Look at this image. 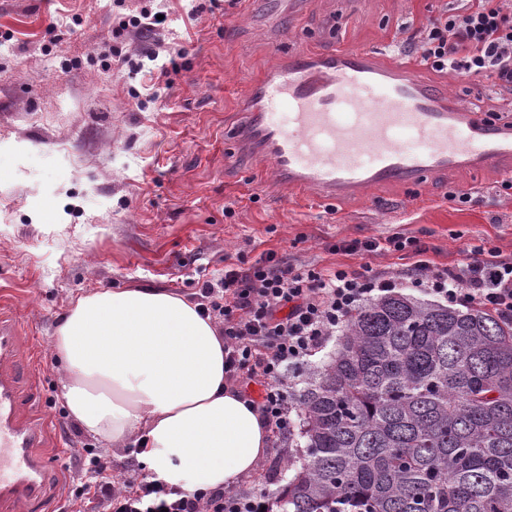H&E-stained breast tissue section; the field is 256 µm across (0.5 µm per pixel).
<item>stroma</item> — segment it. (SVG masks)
I'll return each mask as SVG.
<instances>
[{"mask_svg":"<svg viewBox=\"0 0 512 512\" xmlns=\"http://www.w3.org/2000/svg\"><path fill=\"white\" fill-rule=\"evenodd\" d=\"M146 0H0V298L11 299L41 355L40 392L59 425L65 469L56 498L78 486L68 460L80 438L57 389L51 343L79 295L148 286L195 299L225 266L267 251L293 266L360 267L337 240L423 238L431 262L462 261V242L512 257V189L487 171L452 173L420 187L387 186L355 201L323 203L269 186L265 164L236 153L228 126L248 106L259 72L300 50L362 46L391 58L405 29L422 26L437 0H237L193 13L167 0L164 39L176 59L164 73L114 61L118 16ZM468 107L512 120V94L421 69ZM470 193L468 203L454 193ZM302 448L269 444L241 478L272 502Z\"/></svg>","mask_w":512,"mask_h":512,"instance_id":"1","label":"stroma"}]
</instances>
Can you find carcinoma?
Segmentation results:
<instances>
[{
    "instance_id": "obj_1",
    "label": "carcinoma",
    "mask_w": 512,
    "mask_h": 512,
    "mask_svg": "<svg viewBox=\"0 0 512 512\" xmlns=\"http://www.w3.org/2000/svg\"><path fill=\"white\" fill-rule=\"evenodd\" d=\"M275 512H512V323L379 295L290 397Z\"/></svg>"
}]
</instances>
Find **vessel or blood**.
<instances>
[{"label": "vessel or blood", "mask_w": 512, "mask_h": 512, "mask_svg": "<svg viewBox=\"0 0 512 512\" xmlns=\"http://www.w3.org/2000/svg\"><path fill=\"white\" fill-rule=\"evenodd\" d=\"M418 70L364 47L296 52L254 82L234 141L269 164L275 188L326 201L460 169L511 176L512 121L456 103ZM25 342L0 309V512H53L54 421L32 394L38 362L22 356Z\"/></svg>", "instance_id": "1"}]
</instances>
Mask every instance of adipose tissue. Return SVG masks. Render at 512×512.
<instances>
[{
	"label": "adipose tissue",
	"instance_id": "obj_1",
	"mask_svg": "<svg viewBox=\"0 0 512 512\" xmlns=\"http://www.w3.org/2000/svg\"><path fill=\"white\" fill-rule=\"evenodd\" d=\"M52 348L70 417L100 447L134 446L166 484L228 488L262 462L268 428L226 382L224 338L197 303L153 288L87 293L70 304Z\"/></svg>",
	"mask_w": 512,
	"mask_h": 512
}]
</instances>
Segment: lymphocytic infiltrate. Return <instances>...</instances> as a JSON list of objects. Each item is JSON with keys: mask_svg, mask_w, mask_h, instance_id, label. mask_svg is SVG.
I'll list each match as a JSON object with an SVG mask.
<instances>
[{"mask_svg": "<svg viewBox=\"0 0 512 512\" xmlns=\"http://www.w3.org/2000/svg\"><path fill=\"white\" fill-rule=\"evenodd\" d=\"M408 41L421 63L436 72L490 78L512 92V10L501 0H454L439 8ZM334 251L371 257L398 252L411 263L396 273L293 267L269 251L247 269L225 267L216 282L203 281L197 296L205 314L221 324L229 378L261 386L255 406L269 431L287 432L290 404L285 374L321 348L349 313L373 296L404 285L449 304L477 305L512 321V258L483 245L462 247L455 265H434L428 245L415 236L341 240ZM78 497L93 512H261L254 495L221 491L188 493L145 472L112 481V462L93 448L79 455Z\"/></svg>", "mask_w": 512, "mask_h": 512, "instance_id": "obj_1", "label": "lymphocytic infiltrate"}]
</instances>
